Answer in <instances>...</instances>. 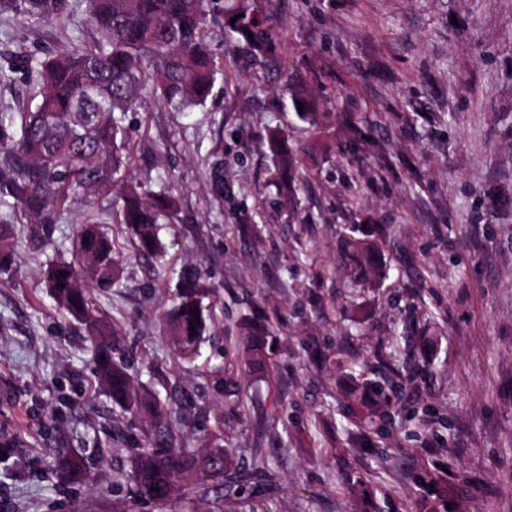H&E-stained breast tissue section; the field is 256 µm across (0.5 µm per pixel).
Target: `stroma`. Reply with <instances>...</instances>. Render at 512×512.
<instances>
[{
    "mask_svg": "<svg viewBox=\"0 0 512 512\" xmlns=\"http://www.w3.org/2000/svg\"><path fill=\"white\" fill-rule=\"evenodd\" d=\"M87 0L43 23L0 14V112L33 108L41 62L96 39ZM280 36L257 62L207 30L224 57L205 104L128 113L127 172L178 204L164 265L116 238L118 288L97 292L117 324L112 356L136 389L178 402V443L228 449L253 494L195 476L169 512H512V0H254ZM302 88L323 124L299 121ZM302 152L298 206L278 209L268 141ZM224 166V197L210 194ZM112 201L72 202L16 242L0 272V512H159L124 481L151 424L97 387L83 326L59 312L49 264L72 258L77 224ZM381 244L387 275L350 277L348 237ZM203 264L214 320L199 352L159 336L178 272ZM265 327L249 371L245 324ZM403 382L389 419L350 378ZM93 459L64 484L59 455Z\"/></svg>",
    "mask_w": 512,
    "mask_h": 512,
    "instance_id": "obj_1",
    "label": "stroma"
}]
</instances>
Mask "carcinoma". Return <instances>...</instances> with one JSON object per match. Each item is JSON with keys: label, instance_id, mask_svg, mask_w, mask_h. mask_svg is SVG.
<instances>
[{"label": "carcinoma", "instance_id": "carcinoma-1", "mask_svg": "<svg viewBox=\"0 0 512 512\" xmlns=\"http://www.w3.org/2000/svg\"><path fill=\"white\" fill-rule=\"evenodd\" d=\"M20 8L50 22L67 12L68 0H0V13ZM218 13L224 17L225 35L244 41L254 56L276 49L277 35L255 13L253 0H236L229 12L224 0H89V22L101 40L41 63L34 111L0 113V179L7 188L0 209L41 220L79 198L91 204L114 194L119 198L118 223L136 240L137 255L163 264L157 225L169 218L176 197L148 196L129 181L119 154L123 119L128 112L146 113L159 101L188 106L208 98L224 68L206 30L207 19ZM269 147L277 168L288 173L297 168V153L280 135L271 137ZM345 249L356 282L374 284L385 277L376 244L350 238ZM74 253V261L48 270L46 283L57 308L85 326L100 388L119 407L143 409L153 425L170 429L180 407L139 394L131 367L112 359L107 337L117 328L102 323L93 290L118 285L117 248L91 211L77 229ZM204 297L202 267L182 271L174 310L159 320L161 334L182 353L195 352L206 331ZM243 343L249 364L261 368L267 337L247 333ZM391 391L381 384L366 385L356 398L385 416ZM231 466L233 459L224 452L197 460L183 448L172 445L159 454L150 440H139L127 482L136 497L166 506L174 501L170 486L196 469L222 482L224 469ZM58 469L72 485L87 483L90 474L77 457L60 458Z\"/></svg>", "mask_w": 512, "mask_h": 512}]
</instances>
